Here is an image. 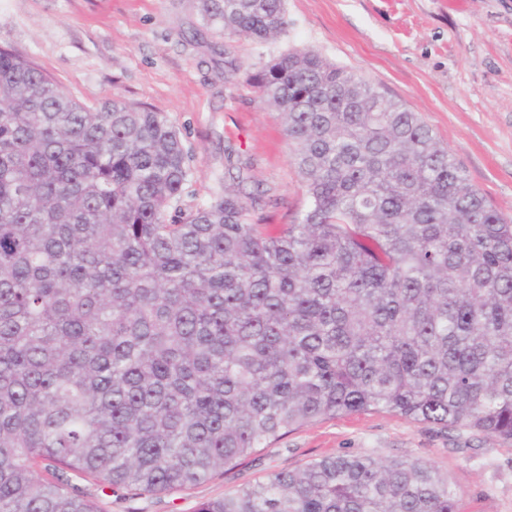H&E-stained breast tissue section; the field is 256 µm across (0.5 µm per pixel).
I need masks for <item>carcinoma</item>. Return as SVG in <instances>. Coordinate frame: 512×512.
Wrapping results in <instances>:
<instances>
[{"mask_svg":"<svg viewBox=\"0 0 512 512\" xmlns=\"http://www.w3.org/2000/svg\"><path fill=\"white\" fill-rule=\"evenodd\" d=\"M262 44L285 0H198ZM305 187L252 224L184 210L165 114L82 104L0 48V512H98L72 479L154 495L290 430L386 409L512 439V223L418 113L314 51L256 76ZM197 512H458L421 460L327 456Z\"/></svg>","mask_w":512,"mask_h":512,"instance_id":"cac0c4a2","label":"carcinoma"}]
</instances>
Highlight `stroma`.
<instances>
[{
    "mask_svg": "<svg viewBox=\"0 0 512 512\" xmlns=\"http://www.w3.org/2000/svg\"><path fill=\"white\" fill-rule=\"evenodd\" d=\"M286 11L285 33L257 46L205 27L197 0H0V47L80 103L118 99L164 113L190 157L181 208L222 195L224 151H238L260 196L249 220L274 226L293 222L305 194L255 77L272 57L317 51L418 112L512 221V0H286ZM231 59L239 71H228ZM335 455L419 459L456 487L460 512H512V439L381 409L305 424L182 490L79 487L99 512H196Z\"/></svg>",
    "mask_w": 512,
    "mask_h": 512,
    "instance_id": "1",
    "label": "stroma"
}]
</instances>
